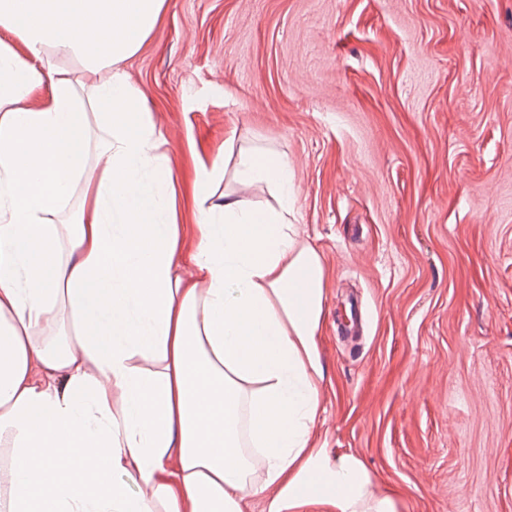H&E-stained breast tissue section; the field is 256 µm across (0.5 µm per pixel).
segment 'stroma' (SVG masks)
I'll use <instances>...</instances> for the list:
<instances>
[{"instance_id":"35a3bbf8","label":"stroma","mask_w":512,"mask_h":512,"mask_svg":"<svg viewBox=\"0 0 512 512\" xmlns=\"http://www.w3.org/2000/svg\"><path fill=\"white\" fill-rule=\"evenodd\" d=\"M122 69L179 223L227 137L287 159L324 264L322 447L405 512H512V0H166Z\"/></svg>"}]
</instances>
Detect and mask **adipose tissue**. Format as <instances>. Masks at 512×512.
Listing matches in <instances>:
<instances>
[{"label":"adipose tissue","mask_w":512,"mask_h":512,"mask_svg":"<svg viewBox=\"0 0 512 512\" xmlns=\"http://www.w3.org/2000/svg\"><path fill=\"white\" fill-rule=\"evenodd\" d=\"M164 4L0 0L29 50L0 40V512H242L251 495L268 512H400L313 434L324 266L289 220L287 160L226 138L235 188L217 193L214 160L192 230L176 221L167 140L120 69ZM261 190L279 208L255 206Z\"/></svg>","instance_id":"adipose-tissue-1"}]
</instances>
